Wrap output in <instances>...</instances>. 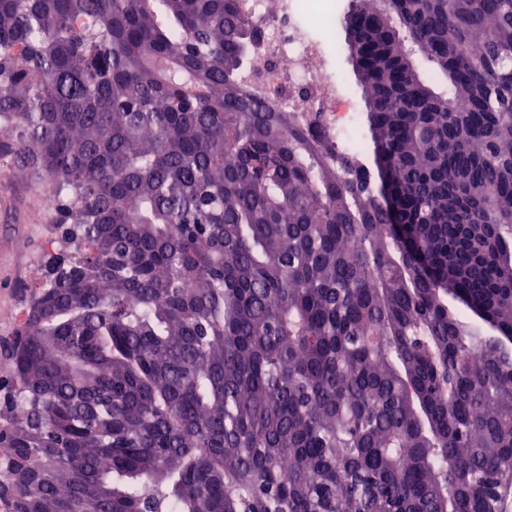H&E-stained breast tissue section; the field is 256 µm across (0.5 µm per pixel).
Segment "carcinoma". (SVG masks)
<instances>
[{"mask_svg": "<svg viewBox=\"0 0 512 512\" xmlns=\"http://www.w3.org/2000/svg\"><path fill=\"white\" fill-rule=\"evenodd\" d=\"M343 29L359 160L239 84L237 0H0V136L61 232L0 512H506L512 0Z\"/></svg>", "mask_w": 512, "mask_h": 512, "instance_id": "carcinoma-1", "label": "carcinoma"}]
</instances>
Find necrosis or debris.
Instances as JSON below:
<instances>
[{
    "instance_id": "4bbe7bcc",
    "label": "necrosis or debris",
    "mask_w": 512,
    "mask_h": 512,
    "mask_svg": "<svg viewBox=\"0 0 512 512\" xmlns=\"http://www.w3.org/2000/svg\"><path fill=\"white\" fill-rule=\"evenodd\" d=\"M242 15L258 31L239 79L280 110L308 120L340 150L361 155L358 102L336 72V0H239ZM326 25L315 33L312 17Z\"/></svg>"
}]
</instances>
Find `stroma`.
<instances>
[{
  "label": "stroma",
  "mask_w": 512,
  "mask_h": 512,
  "mask_svg": "<svg viewBox=\"0 0 512 512\" xmlns=\"http://www.w3.org/2000/svg\"><path fill=\"white\" fill-rule=\"evenodd\" d=\"M0 346L13 337L26 296L42 280L40 261L55 234L42 199L51 191L46 176L0 158Z\"/></svg>",
  "instance_id": "35a3bbf8"
}]
</instances>
